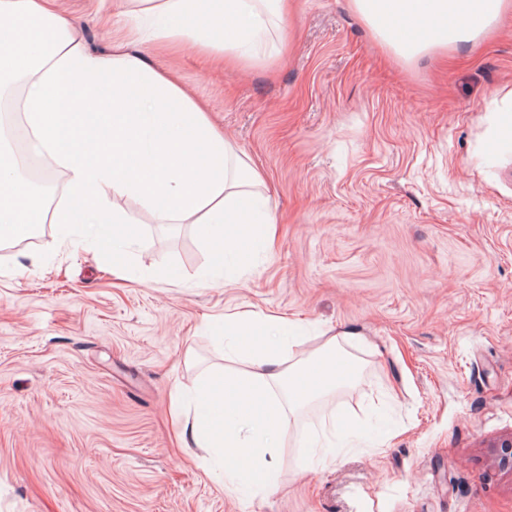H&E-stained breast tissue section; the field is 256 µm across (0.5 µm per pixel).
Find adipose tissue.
<instances>
[{
    "instance_id": "obj_1",
    "label": "adipose tissue",
    "mask_w": 512,
    "mask_h": 512,
    "mask_svg": "<svg viewBox=\"0 0 512 512\" xmlns=\"http://www.w3.org/2000/svg\"><path fill=\"white\" fill-rule=\"evenodd\" d=\"M128 23L111 51L90 50L84 19L59 0H0V96L11 97L29 152L32 180L0 128V242L35 224H95L111 229L149 215L156 224H199L217 251L243 250L251 228L275 218L262 173L214 127L205 103L184 87L159 53L192 46L217 67L258 62L262 36L287 28L292 0H131ZM376 40L406 60L476 41L512 0H349ZM274 341L246 354L253 368L220 376L207 431L188 428L194 445L238 460L255 445L253 424L281 429L307 401L345 387L359 374L349 332L326 338L314 371L287 370L284 316L259 321ZM239 407L223 411L224 394Z\"/></svg>"
}]
</instances>
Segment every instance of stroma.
Segmentation results:
<instances>
[{
	"instance_id": "stroma-1",
	"label": "stroma",
	"mask_w": 512,
	"mask_h": 512,
	"mask_svg": "<svg viewBox=\"0 0 512 512\" xmlns=\"http://www.w3.org/2000/svg\"><path fill=\"white\" fill-rule=\"evenodd\" d=\"M91 0L87 46L108 50ZM281 53L178 79L265 175L271 245L218 256L192 224L94 225L0 244V512H512V12L476 43L404 63L348 0H296ZM293 320V360L359 334L363 369L263 454L274 486L224 484L208 372L248 369L222 317ZM387 424L372 430L375 415Z\"/></svg>"
}]
</instances>
